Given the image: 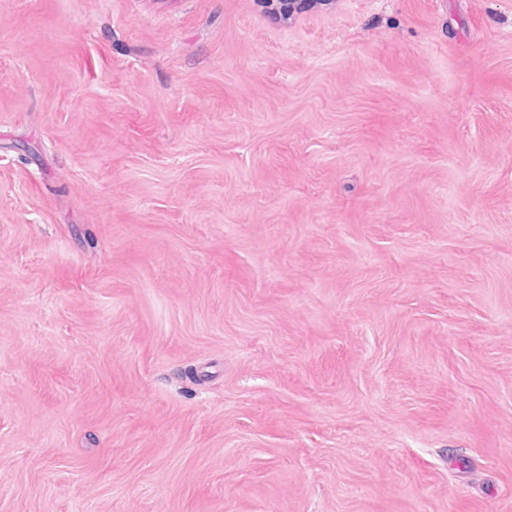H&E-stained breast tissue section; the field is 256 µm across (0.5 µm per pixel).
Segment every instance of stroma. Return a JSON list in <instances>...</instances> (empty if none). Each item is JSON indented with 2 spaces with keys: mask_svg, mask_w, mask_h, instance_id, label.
Segmentation results:
<instances>
[{
  "mask_svg": "<svg viewBox=\"0 0 512 512\" xmlns=\"http://www.w3.org/2000/svg\"><path fill=\"white\" fill-rule=\"evenodd\" d=\"M0 512H512V0H0ZM310 1L320 5H328L331 0H258L260 5L268 12L278 14L283 18L290 19L297 11L304 9Z\"/></svg>",
  "mask_w": 512,
  "mask_h": 512,
  "instance_id": "1",
  "label": "stroma"
}]
</instances>
